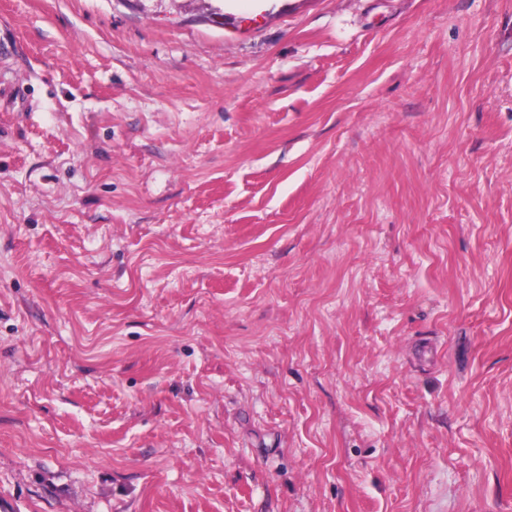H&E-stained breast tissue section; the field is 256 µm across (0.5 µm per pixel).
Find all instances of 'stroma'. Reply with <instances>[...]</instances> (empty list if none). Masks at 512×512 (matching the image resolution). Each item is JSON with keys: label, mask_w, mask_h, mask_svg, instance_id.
Masks as SVG:
<instances>
[{"label": "stroma", "mask_w": 512, "mask_h": 512, "mask_svg": "<svg viewBox=\"0 0 512 512\" xmlns=\"http://www.w3.org/2000/svg\"><path fill=\"white\" fill-rule=\"evenodd\" d=\"M512 512V0H0V507Z\"/></svg>", "instance_id": "35a3bbf8"}]
</instances>
